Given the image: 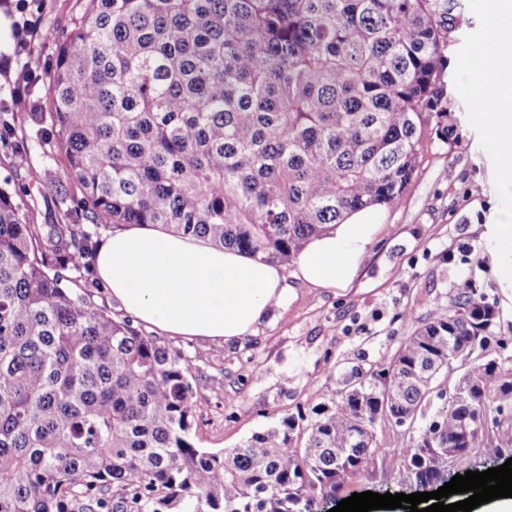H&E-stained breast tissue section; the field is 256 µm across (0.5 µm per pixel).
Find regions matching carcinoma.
Wrapping results in <instances>:
<instances>
[{"label": "carcinoma", "instance_id": "cac0c4a2", "mask_svg": "<svg viewBox=\"0 0 512 512\" xmlns=\"http://www.w3.org/2000/svg\"><path fill=\"white\" fill-rule=\"evenodd\" d=\"M58 42L50 123L84 197L51 224L0 187V512H303L412 429L448 364L465 372L395 460L436 477L442 449L512 448V369L487 357L498 312L467 286L341 398L221 451L193 440L190 356L109 316L91 285L100 231L170 233L290 265L348 213L390 207L424 134L462 137L448 98L455 0H84Z\"/></svg>", "mask_w": 512, "mask_h": 512}]
</instances>
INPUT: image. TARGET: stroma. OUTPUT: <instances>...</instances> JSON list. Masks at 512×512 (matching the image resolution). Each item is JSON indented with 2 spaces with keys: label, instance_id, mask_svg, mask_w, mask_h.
I'll return each instance as SVG.
<instances>
[{
  "label": "stroma",
  "instance_id": "1",
  "mask_svg": "<svg viewBox=\"0 0 512 512\" xmlns=\"http://www.w3.org/2000/svg\"><path fill=\"white\" fill-rule=\"evenodd\" d=\"M460 3L456 39L448 45V92L459 100L462 139L450 146L426 139L416 172L398 204L387 209L352 288L297 285L287 304L243 342L168 339L171 349L194 356L204 374L194 407L198 447H235L285 415L339 399L344 376L389 360L413 322L447 312L469 282L499 312L490 354L512 364V288L496 276L491 234L498 213L512 211V184L499 180L490 130L476 120L474 102L459 84L464 58L486 52L492 18L485 0ZM81 10L80 0H0V28L24 16L39 22L21 46L0 32V55L16 60L0 72V113L52 112L47 87L55 39L73 28ZM29 57L40 62L36 73L21 67ZM66 166L64 154L48 146L23 157L0 146V178L17 170L37 204L39 224L52 221L45 195ZM406 477L395 462L379 461L349 480L339 496L394 494Z\"/></svg>",
  "mask_w": 512,
  "mask_h": 512
}]
</instances>
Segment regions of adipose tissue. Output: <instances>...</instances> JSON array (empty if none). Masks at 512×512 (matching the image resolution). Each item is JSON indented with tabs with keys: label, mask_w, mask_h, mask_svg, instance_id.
Segmentation results:
<instances>
[{
	"label": "adipose tissue",
	"mask_w": 512,
	"mask_h": 512,
	"mask_svg": "<svg viewBox=\"0 0 512 512\" xmlns=\"http://www.w3.org/2000/svg\"><path fill=\"white\" fill-rule=\"evenodd\" d=\"M490 8V50L462 85L476 101L477 120L491 130L501 178L512 184V0H491ZM383 217L377 207L351 213L311 238L289 268L153 224H130L102 238L96 271L121 309L148 329L174 338L242 340L284 305L295 284L349 287Z\"/></svg>",
	"instance_id": "ef3b65f1"
}]
</instances>
